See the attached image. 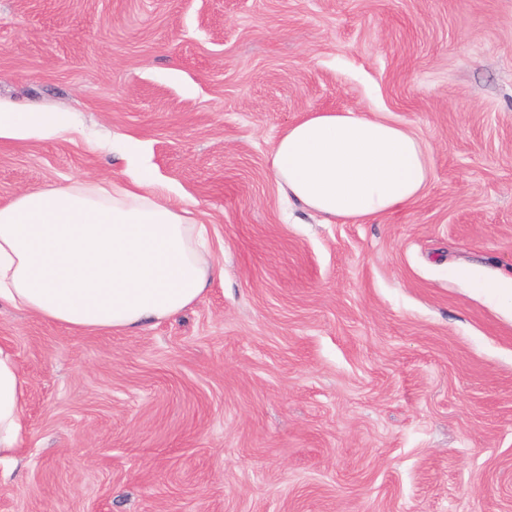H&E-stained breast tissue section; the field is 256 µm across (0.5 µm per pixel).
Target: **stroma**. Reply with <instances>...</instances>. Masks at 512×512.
Returning <instances> with one entry per match:
<instances>
[{"instance_id":"stroma-1","label":"stroma","mask_w":512,"mask_h":512,"mask_svg":"<svg viewBox=\"0 0 512 512\" xmlns=\"http://www.w3.org/2000/svg\"><path fill=\"white\" fill-rule=\"evenodd\" d=\"M0 205L124 178L134 142L224 269L180 314L74 334L0 305L31 432L0 512H512V0H0ZM415 133L419 203L289 205L315 111ZM66 112L21 110L0 103V139H55L73 127Z\"/></svg>"}]
</instances>
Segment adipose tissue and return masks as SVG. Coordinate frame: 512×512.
Returning <instances> with one entry per match:
<instances>
[{
	"label": "adipose tissue",
	"instance_id": "ef3b65f1",
	"mask_svg": "<svg viewBox=\"0 0 512 512\" xmlns=\"http://www.w3.org/2000/svg\"><path fill=\"white\" fill-rule=\"evenodd\" d=\"M66 113L0 104V139H55ZM289 198L326 223L395 213L428 190L431 166L406 127L362 113L314 112L290 124L268 158ZM207 227L149 169L131 182L24 192L0 205V303L74 333L128 331L173 317L216 273ZM27 381L0 347V465L29 433Z\"/></svg>",
	"mask_w": 512,
	"mask_h": 512
}]
</instances>
